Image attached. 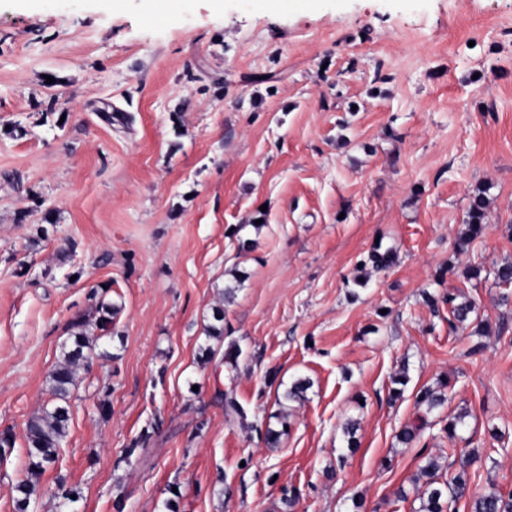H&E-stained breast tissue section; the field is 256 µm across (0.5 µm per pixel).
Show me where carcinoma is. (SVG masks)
Instances as JSON below:
<instances>
[{
  "instance_id": "1",
  "label": "carcinoma",
  "mask_w": 512,
  "mask_h": 512,
  "mask_svg": "<svg viewBox=\"0 0 512 512\" xmlns=\"http://www.w3.org/2000/svg\"><path fill=\"white\" fill-rule=\"evenodd\" d=\"M486 197L476 194L470 203L465 230L456 241L459 250H464L469 243L482 235L486 229L484 224ZM451 314L459 323L465 322L475 311V304L464 297L457 300L448 296ZM119 312V307L112 304H101L95 328L103 333L110 330L112 318ZM89 321L78 318L72 323V340L62 346L60 359L51 371L48 379V391L54 403L36 413L26 426L25 445L27 448V474L14 487V512H29L32 502L36 501L41 492L40 481L43 474L53 468L59 457L61 442L66 437L70 421L69 397L71 390L77 385L79 370L88 359L99 336L88 332ZM444 381L439 387H425L416 396L417 403L433 410L442 406L446 400ZM478 460V454L462 464L454 475L445 478L440 473L441 466L433 457L422 458L416 481L420 486V512H449L450 503L465 497L469 491V475L467 467ZM471 512H512V491L503 493L492 486L474 498Z\"/></svg>"
}]
</instances>
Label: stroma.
Returning <instances> with one entry per match:
<instances>
[{
	"instance_id": "35a3bbf8",
	"label": "stroma",
	"mask_w": 512,
	"mask_h": 512,
	"mask_svg": "<svg viewBox=\"0 0 512 512\" xmlns=\"http://www.w3.org/2000/svg\"><path fill=\"white\" fill-rule=\"evenodd\" d=\"M480 192L488 229L458 251ZM507 261L512 0H0V512L103 303L33 512H419L421 455L453 473L472 451L471 495L512 490ZM451 294L476 305L454 328ZM119 310L114 304L100 305L97 310L100 315L94 324L102 332L100 336L88 332L89 321L85 318H78L72 323L71 343L62 346L60 359L48 379V391L55 402L32 416L26 426L27 474L14 487L15 512H29L31 503L40 495L41 477L56 465L61 442L68 432V399L77 385L80 367L94 350L96 341L110 330L112 318Z\"/></svg>"
}]
</instances>
